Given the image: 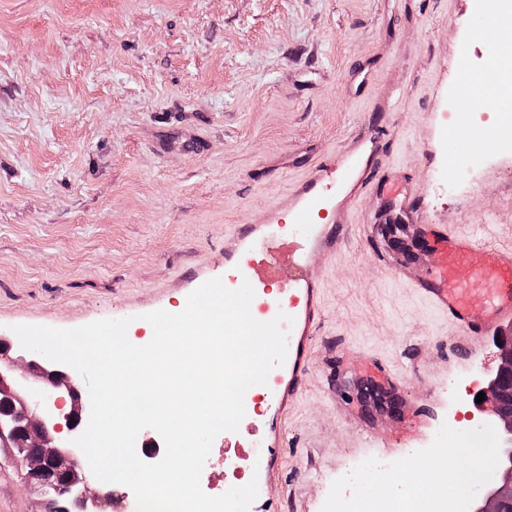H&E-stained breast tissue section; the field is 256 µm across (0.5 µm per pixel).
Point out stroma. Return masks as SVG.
Here are the masks:
<instances>
[{
  "label": "stroma",
  "instance_id": "stroma-1",
  "mask_svg": "<svg viewBox=\"0 0 512 512\" xmlns=\"http://www.w3.org/2000/svg\"><path fill=\"white\" fill-rule=\"evenodd\" d=\"M512 35V10L474 0H0V337L186 303L224 273L242 224L295 220L321 162L384 152L394 188L347 206L355 235L325 269L306 388L289 409L281 512H334L361 458L416 460L400 415H365L363 380L399 376L432 429L454 434L497 364L470 365L447 319L400 275L389 229L405 191L426 216L512 247V147L452 150L498 123L483 91L450 99ZM454 382L455 396L442 387ZM0 447V512H42Z\"/></svg>",
  "mask_w": 512,
  "mask_h": 512
}]
</instances>
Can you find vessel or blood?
Wrapping results in <instances>:
<instances>
[{"label":"vessel or blood","instance_id":"1","mask_svg":"<svg viewBox=\"0 0 512 512\" xmlns=\"http://www.w3.org/2000/svg\"><path fill=\"white\" fill-rule=\"evenodd\" d=\"M377 165L373 155L355 154L356 175L345 186L347 198L360 196L367 189ZM330 169V164H321L318 176L302 187L301 221L247 226L233 236L225 253L224 284L235 290L250 283L254 290L250 312L256 320L268 322L281 313L291 318L286 359L269 374V413L246 426L248 447L272 448L269 456L256 465L257 477L265 484L274 481L277 474L281 422L303 392L309 344L322 319V277L313 258L322 252H340L353 236L354 227L346 223L344 216H337L332 225L310 224L305 220L306 214L328 203L332 189L325 177ZM405 207L414 232L432 237L440 252L436 269L429 275L410 279L409 286L458 329L454 350L465 358H474L479 338L512 325V247L485 248L448 225L427 223L413 195H406ZM285 238L294 246V258L287 278L273 295L258 270L271 263L278 243Z\"/></svg>","mask_w":512,"mask_h":512}]
</instances>
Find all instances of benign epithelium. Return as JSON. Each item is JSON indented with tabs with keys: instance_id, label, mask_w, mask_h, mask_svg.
<instances>
[{
	"instance_id": "obj_1",
	"label": "benign epithelium",
	"mask_w": 512,
	"mask_h": 512,
	"mask_svg": "<svg viewBox=\"0 0 512 512\" xmlns=\"http://www.w3.org/2000/svg\"><path fill=\"white\" fill-rule=\"evenodd\" d=\"M499 341L498 364L483 392L501 445L485 482L471 491L474 512H505L512 505V327L500 332ZM11 351V343L0 338V400L10 405V411L0 415V439L8 440L11 448L37 449L34 454L16 456L25 465L26 484L42 495L48 487L73 490L85 510L98 500H112L114 490L90 487L85 464L73 444L87 425L90 397L71 383L61 365L38 353L28 360L14 358ZM360 394L378 405L394 407V401L373 383Z\"/></svg>"
}]
</instances>
